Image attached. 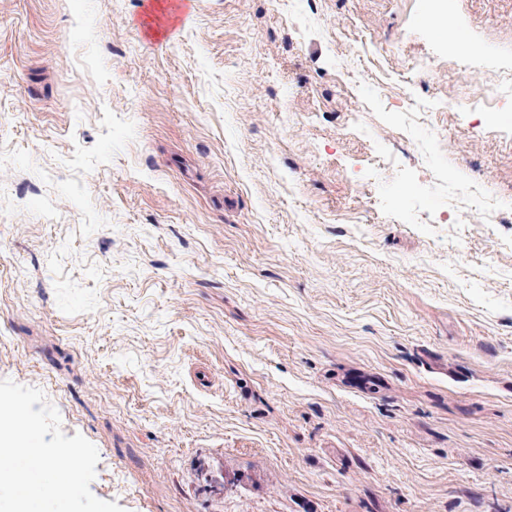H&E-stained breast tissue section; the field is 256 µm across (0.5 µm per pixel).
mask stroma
Segmentation results:
<instances>
[{"instance_id":"stroma-1","label":"stroma","mask_w":512,"mask_h":512,"mask_svg":"<svg viewBox=\"0 0 512 512\" xmlns=\"http://www.w3.org/2000/svg\"><path fill=\"white\" fill-rule=\"evenodd\" d=\"M438 6L0 0V380L97 498L512 512V0Z\"/></svg>"}]
</instances>
